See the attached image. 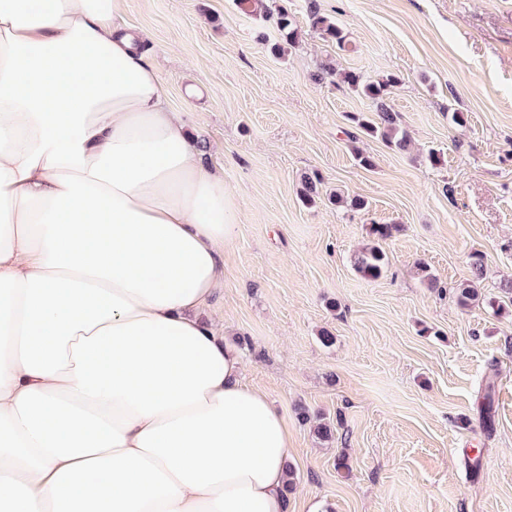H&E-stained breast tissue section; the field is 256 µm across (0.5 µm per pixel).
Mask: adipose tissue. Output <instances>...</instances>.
<instances>
[{
  "label": "adipose tissue",
  "mask_w": 512,
  "mask_h": 512,
  "mask_svg": "<svg viewBox=\"0 0 512 512\" xmlns=\"http://www.w3.org/2000/svg\"><path fill=\"white\" fill-rule=\"evenodd\" d=\"M115 0H0V512H288L201 316L238 212Z\"/></svg>",
  "instance_id": "obj_1"
}]
</instances>
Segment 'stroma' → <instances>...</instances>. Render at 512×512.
I'll use <instances>...</instances> for the list:
<instances>
[{
    "label": "stroma",
    "mask_w": 512,
    "mask_h": 512,
    "mask_svg": "<svg viewBox=\"0 0 512 512\" xmlns=\"http://www.w3.org/2000/svg\"><path fill=\"white\" fill-rule=\"evenodd\" d=\"M317 2L345 48L311 27L308 0H265L298 25L280 56L272 22L237 0H120L112 16L142 33L238 207L204 316L288 422L292 512H512V295L500 289L512 280V0ZM329 67L335 77L317 80ZM345 72L399 77L387 102L408 150L349 141L351 115L371 105ZM453 111L466 123L449 124ZM312 172L322 185L308 206ZM356 196L366 209L348 206ZM374 223L399 230L369 281L353 260ZM475 252L482 299L464 307L456 290ZM301 406L335 421V440L318 439Z\"/></svg>",
    "instance_id": "obj_1"
}]
</instances>
